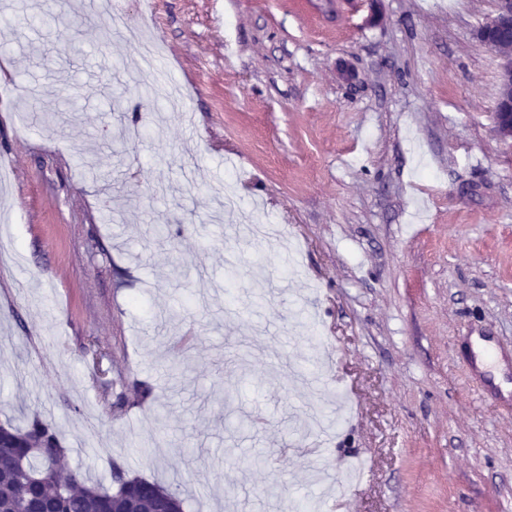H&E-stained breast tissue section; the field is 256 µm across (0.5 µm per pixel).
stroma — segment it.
<instances>
[{"label": "stroma", "instance_id": "stroma-1", "mask_svg": "<svg viewBox=\"0 0 512 512\" xmlns=\"http://www.w3.org/2000/svg\"><path fill=\"white\" fill-rule=\"evenodd\" d=\"M111 4L155 67L83 0L5 32L0 421L185 512H512V369L462 357L512 355L494 0ZM32 88L84 108L44 127ZM111 480L114 484V493L121 494L127 500H142L144 490L149 489L147 499L164 504L165 510L178 508L181 509L178 512L183 511L184 502L179 494L157 483L139 477H129L121 470L111 473Z\"/></svg>", "mask_w": 512, "mask_h": 512}]
</instances>
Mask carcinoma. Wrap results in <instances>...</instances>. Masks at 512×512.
Returning <instances> with one entry per match:
<instances>
[{
    "instance_id": "carcinoma-1",
    "label": "carcinoma",
    "mask_w": 512,
    "mask_h": 512,
    "mask_svg": "<svg viewBox=\"0 0 512 512\" xmlns=\"http://www.w3.org/2000/svg\"><path fill=\"white\" fill-rule=\"evenodd\" d=\"M56 15L48 0L37 12L4 20L11 26L51 28ZM78 102L61 98L56 107L42 110L41 120L50 127L59 123L66 112H75ZM60 433L50 424L34 416L24 427L6 421L0 424V485L12 494L0 498V512H37L43 502L54 505L57 512H107L112 497L100 484L89 479L78 468L58 466L65 457ZM113 491L127 500H139L149 490V500L162 503L165 509L183 508L178 493L139 477H129L123 471L111 473Z\"/></svg>"
}]
</instances>
